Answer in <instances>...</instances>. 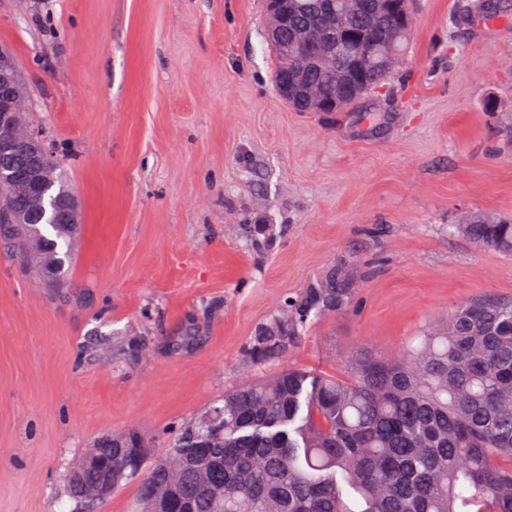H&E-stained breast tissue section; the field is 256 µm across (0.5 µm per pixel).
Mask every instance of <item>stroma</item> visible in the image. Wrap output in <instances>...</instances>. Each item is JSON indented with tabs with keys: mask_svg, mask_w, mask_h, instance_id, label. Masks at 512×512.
Listing matches in <instances>:
<instances>
[{
	"mask_svg": "<svg viewBox=\"0 0 512 512\" xmlns=\"http://www.w3.org/2000/svg\"><path fill=\"white\" fill-rule=\"evenodd\" d=\"M456 3L418 0L389 96L297 112L263 0H0L27 120L82 207L68 287L0 247V512H77L63 474L96 438L135 428L160 456L244 374L335 375L356 347L390 354L464 301L512 298V252L448 231L512 217V23L454 24ZM341 265L349 304L246 365Z\"/></svg>",
	"mask_w": 512,
	"mask_h": 512,
	"instance_id": "obj_1",
	"label": "stroma"
}]
</instances>
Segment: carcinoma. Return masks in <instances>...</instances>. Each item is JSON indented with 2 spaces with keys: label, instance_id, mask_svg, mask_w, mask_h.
Instances as JSON below:
<instances>
[{
  "label": "carcinoma",
  "instance_id": "obj_1",
  "mask_svg": "<svg viewBox=\"0 0 512 512\" xmlns=\"http://www.w3.org/2000/svg\"><path fill=\"white\" fill-rule=\"evenodd\" d=\"M342 0H294V22H314ZM356 30L362 54L345 64L367 93L385 86L407 58L411 32L391 13L371 10ZM484 0H457L461 22L484 14ZM273 76L306 68L308 56L272 51ZM322 94L341 93L326 73L315 75ZM28 147L0 149V207L21 216L0 220V242L39 278L64 288V267L79 225L64 223L72 201L65 162L53 158L46 195L56 200L55 222L41 190L27 189ZM455 231L494 250L512 251V218L458 224ZM54 272L45 277L44 261ZM350 296L339 270L307 288L263 324L245 354L261 364L282 357L311 314L334 311ZM121 440L139 443L141 465H124L127 449L101 446L112 457V489L138 482L140 512H512V301L479 295L431 328L416 347L385 357L362 347L341 375L313 376L284 369L246 380L186 423L167 451L151 460L136 429ZM200 470L209 482L198 480ZM163 489L159 497L154 489Z\"/></svg>",
  "mask_w": 512,
  "mask_h": 512
}]
</instances>
